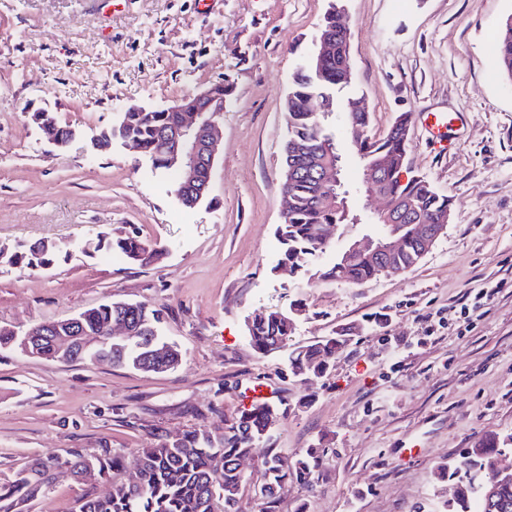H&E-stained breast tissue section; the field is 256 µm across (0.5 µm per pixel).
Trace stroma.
Here are the masks:
<instances>
[{"label": "stroma", "instance_id": "35a3bbf8", "mask_svg": "<svg viewBox=\"0 0 512 512\" xmlns=\"http://www.w3.org/2000/svg\"><path fill=\"white\" fill-rule=\"evenodd\" d=\"M329 0H0V246L39 242L65 256L47 269L0 260V327L25 332L109 302L163 308L181 351L155 373L0 348V486L37 460L123 452L224 425L248 387H272L269 441L243 469L240 512H257V460L319 449L316 489L288 481L274 512H432L454 487L440 466L489 433H512V80L492 52L512 0H343L370 132L402 112L460 113L447 156L408 127L411 170L453 199L445 233L416 266L348 284L281 265L284 100L315 50ZM225 87L212 190L181 206L168 176L121 140L94 139L131 106L165 107ZM46 109L76 137L51 145ZM133 233L160 257L140 266L94 249ZM499 291L462 314L485 286ZM301 306L287 348L257 354L254 310ZM360 333L321 377L293 376L291 350ZM110 484L68 476L27 512H74Z\"/></svg>", "mask_w": 512, "mask_h": 512}]
</instances>
